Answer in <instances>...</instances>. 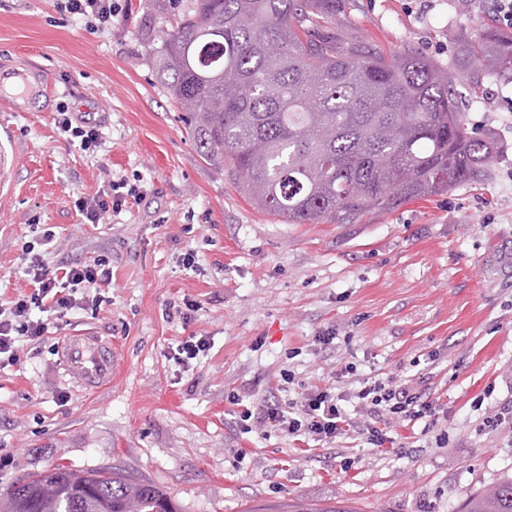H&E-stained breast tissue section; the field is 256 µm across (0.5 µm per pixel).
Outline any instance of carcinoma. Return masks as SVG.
I'll return each mask as SVG.
<instances>
[{
    "label": "carcinoma",
    "instance_id": "cac0c4a2",
    "mask_svg": "<svg viewBox=\"0 0 512 512\" xmlns=\"http://www.w3.org/2000/svg\"><path fill=\"white\" fill-rule=\"evenodd\" d=\"M176 27L153 50L157 79L198 154L286 224H353L483 179L496 146L469 130L453 84L406 46L336 37L345 0H168ZM468 70L512 80V34L487 25ZM0 512H179L116 468L56 465L13 484ZM461 512H512V477Z\"/></svg>",
    "mask_w": 512,
    "mask_h": 512
}]
</instances>
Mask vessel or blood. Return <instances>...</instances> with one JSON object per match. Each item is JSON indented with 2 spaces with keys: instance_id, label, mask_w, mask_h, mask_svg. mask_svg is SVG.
<instances>
[{
  "instance_id": "b4317fda",
  "label": "vessel or blood",
  "mask_w": 512,
  "mask_h": 512,
  "mask_svg": "<svg viewBox=\"0 0 512 512\" xmlns=\"http://www.w3.org/2000/svg\"><path fill=\"white\" fill-rule=\"evenodd\" d=\"M56 93L49 74L28 63L0 66V104L14 112H44ZM62 358L80 385L94 389L112 376V348L101 337L80 333L63 344Z\"/></svg>"
}]
</instances>
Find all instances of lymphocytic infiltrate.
I'll use <instances>...</instances> for the list:
<instances>
[{"instance_id": "lymphocytic-infiltrate-1", "label": "lymphocytic infiltrate", "mask_w": 512, "mask_h": 512, "mask_svg": "<svg viewBox=\"0 0 512 512\" xmlns=\"http://www.w3.org/2000/svg\"><path fill=\"white\" fill-rule=\"evenodd\" d=\"M58 8L95 31L111 30L118 10L115 0H59ZM53 120L67 141L82 151L92 152L101 146L100 127L73 120L67 107H59ZM138 195V187L107 173L99 190L94 195L78 197L74 207L85 223L97 224L105 216L121 211L127 198ZM54 238V231L45 228L27 243L24 260L30 289L8 302H0V367L17 364L24 342L45 336L50 320H64L76 309L100 310L106 301L105 290L112 284L108 260H77L52 267L47 255ZM348 397L353 400L349 406L344 403ZM348 397L325 386L302 392L284 408L276 404L256 407L238 394L231 396L230 401L240 407L241 423L250 424L255 430L274 427L297 441L324 443L335 442L352 431L365 435L378 448L393 441L381 426L383 420L409 424L436 414L435 405L423 399L407 381H364Z\"/></svg>"}]
</instances>
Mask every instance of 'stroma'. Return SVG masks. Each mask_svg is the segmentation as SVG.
Masks as SVG:
<instances>
[{"label": "stroma", "mask_w": 512, "mask_h": 512, "mask_svg": "<svg viewBox=\"0 0 512 512\" xmlns=\"http://www.w3.org/2000/svg\"><path fill=\"white\" fill-rule=\"evenodd\" d=\"M167 5L119 0L100 32L56 0H0V59L47 69L56 104L104 138L87 153L52 113L0 108V132L12 134L4 148L17 156L0 193V298L26 289L23 246L37 225L56 232L53 263L102 256L112 266L108 304L73 312L0 369V493L62 463L119 467L180 512H459L512 475V429L481 428L512 401V82L485 76L477 98L455 85L469 128L498 145L483 180L353 224H286L201 159L157 81L152 46L173 21ZM491 17L487 0H347L336 32L385 51L411 46L454 73L461 44ZM106 169L143 195L105 223H82L74 201L95 194ZM186 248L197 270L178 263ZM185 298L197 306L186 327L165 315ZM84 330L115 355L111 380L94 390L70 379L60 354ZM325 331L336 334L329 349L316 342ZM191 334L211 349L186 371L167 353ZM387 376L436 406L395 427L399 448L247 433L228 400L248 391L284 406L316 387L348 393Z\"/></svg>", "instance_id": "obj_1"}]
</instances>
